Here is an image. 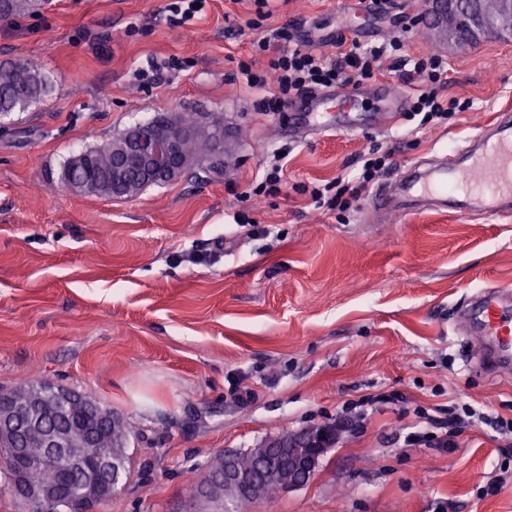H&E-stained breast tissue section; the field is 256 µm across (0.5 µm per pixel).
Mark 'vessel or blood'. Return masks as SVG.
Returning a JSON list of instances; mask_svg holds the SVG:
<instances>
[{
  "label": "vessel or blood",
  "instance_id": "vessel-or-blood-1",
  "mask_svg": "<svg viewBox=\"0 0 512 512\" xmlns=\"http://www.w3.org/2000/svg\"><path fill=\"white\" fill-rule=\"evenodd\" d=\"M407 106L404 93L382 83L370 89L350 85L313 91L294 107L289 132H358L395 125ZM425 168V176L375 188L369 207L380 216L416 214L448 199H462L465 212L486 221L512 217V109L503 108L490 123L476 128L448 152L443 164ZM464 321L484 337L500 363H512V287L481 290L465 310Z\"/></svg>",
  "mask_w": 512,
  "mask_h": 512
}]
</instances>
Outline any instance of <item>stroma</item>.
Returning a JSON list of instances; mask_svg holds the SVG:
<instances>
[{
    "mask_svg": "<svg viewBox=\"0 0 512 512\" xmlns=\"http://www.w3.org/2000/svg\"><path fill=\"white\" fill-rule=\"evenodd\" d=\"M171 2L35 0L0 16V68L33 62L52 87L0 116V387H74L132 425L131 475L93 512H216L194 495L214 454L336 422L316 476L248 512H512V435L481 425L453 448L403 445L419 406L512 418V369L478 364L456 323L474 293L512 284V221L383 223L367 200L339 213L309 195L358 174L370 147L396 168L439 157L512 107V40L461 46L423 24L427 0L382 17L360 0H276L269 26L332 59L338 33L365 29L443 55L448 96L473 103L446 124L292 138L289 110L258 114L269 91L238 70L266 65L251 57L253 0H207L182 25ZM192 111L230 126L221 170L206 159L130 198L59 183L70 156ZM281 154L280 192L255 195Z\"/></svg>",
    "mask_w": 512,
    "mask_h": 512,
    "instance_id": "stroma-1",
    "label": "stroma"
}]
</instances>
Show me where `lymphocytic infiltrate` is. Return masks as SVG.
Masks as SVG:
<instances>
[{"label": "lymphocytic infiltrate", "instance_id": "obj_1", "mask_svg": "<svg viewBox=\"0 0 512 512\" xmlns=\"http://www.w3.org/2000/svg\"><path fill=\"white\" fill-rule=\"evenodd\" d=\"M255 16L249 19V29L258 31L253 43L255 54L268 56L265 70L253 71L251 65L240 63L239 71L248 85L272 84V97L260 104L263 112H276L295 97L317 88H332L353 84L374 77L381 66V60L388 53H397L400 65H412L415 73L423 75L426 84L410 106L413 115L419 116L421 125H428L448 119L459 112L468 111V103L444 96L448 80V66L441 55L425 51L417 56L402 55L403 41L393 38L388 43L368 47L352 42L347 52L331 59L295 44L287 28L280 27L261 32V23L272 15L270 0H254ZM386 155L377 148H370L361 173L354 178L338 177L327 183L325 188L311 192L315 204L344 212L359 201L363 192L386 164ZM476 423L492 427L501 434L512 433V418L506 419L488 410L463 405L461 410L446 411L440 417H431L423 429L408 432L403 442L408 447L430 446L448 448L454 446L461 429Z\"/></svg>", "mask_w": 512, "mask_h": 512}]
</instances>
